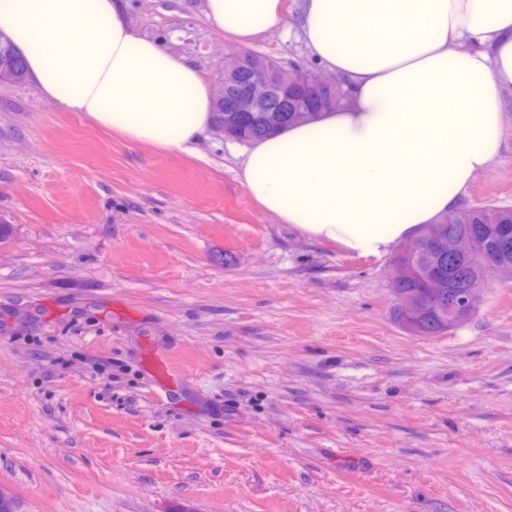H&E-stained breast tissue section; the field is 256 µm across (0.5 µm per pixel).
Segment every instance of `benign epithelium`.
<instances>
[{"instance_id": "1", "label": "benign epithelium", "mask_w": 512, "mask_h": 512, "mask_svg": "<svg viewBox=\"0 0 512 512\" xmlns=\"http://www.w3.org/2000/svg\"><path fill=\"white\" fill-rule=\"evenodd\" d=\"M213 98L223 109L221 132L236 125L238 112H262L263 122L274 126L280 113L300 121L327 105L336 106L344 96L338 92L335 78L302 65L278 66L252 52L224 55L213 88ZM238 126V125H236ZM239 140L253 133L249 126H238ZM430 248L420 251L414 242H406V258L391 264V281L398 305L399 321L409 332L417 330L416 321L425 313L445 320L448 328L466 322L476 311L489 280L488 273L502 277L512 269V226L503 224L493 240V258L476 260L477 251L487 241L483 224H460L448 217L427 228ZM448 264V278L437 275V268ZM412 278L424 280L433 292L420 296L398 288Z\"/></svg>"}]
</instances>
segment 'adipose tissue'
Wrapping results in <instances>:
<instances>
[{"label": "adipose tissue", "mask_w": 512, "mask_h": 512, "mask_svg": "<svg viewBox=\"0 0 512 512\" xmlns=\"http://www.w3.org/2000/svg\"><path fill=\"white\" fill-rule=\"evenodd\" d=\"M205 15L247 44L281 23V0H206ZM0 32L43 95L128 141L190 153L214 124L197 69L134 31L120 0H0ZM301 34L350 101L252 141L241 178L300 231L386 253L499 154L512 0H305Z\"/></svg>", "instance_id": "1"}]
</instances>
